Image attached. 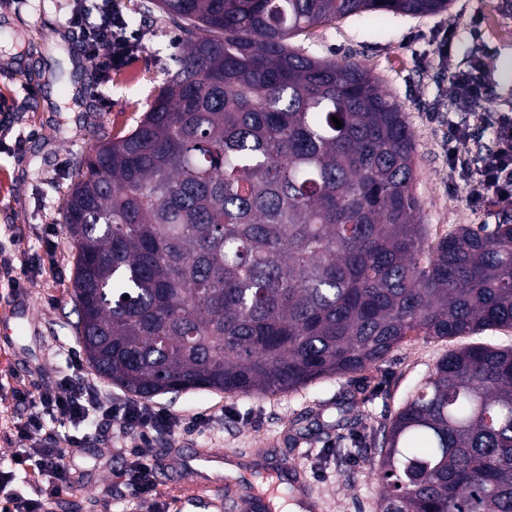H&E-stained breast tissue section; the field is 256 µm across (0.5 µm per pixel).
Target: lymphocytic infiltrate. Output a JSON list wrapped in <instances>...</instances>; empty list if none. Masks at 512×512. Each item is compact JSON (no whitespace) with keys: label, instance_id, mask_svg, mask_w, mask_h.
<instances>
[{"label":"lymphocytic infiltrate","instance_id":"f902f5d3","mask_svg":"<svg viewBox=\"0 0 512 512\" xmlns=\"http://www.w3.org/2000/svg\"><path fill=\"white\" fill-rule=\"evenodd\" d=\"M67 23L80 37L94 59L99 82H108L114 70L126 67L141 47L140 35L131 29L125 15V0H69ZM448 80L455 101L465 108L463 118L448 126V166L456 184L467 190V201L475 208L512 202V113L492 108V93L486 79L483 55H473L467 66L451 65ZM491 136L492 145L484 152H468L470 143ZM39 409L17 426V432L30 440L20 457L30 464L35 478L45 481L44 493L57 497L75 487L79 478L67 456L80 447L81 440L69 438L60 443L41 436L43 414L74 426L90 424L99 417L115 422L119 433L138 432L140 437L166 435L182 427L176 415L127 400L112 403L98 386L88 381H64L42 390ZM119 479L130 486L140 502L157 496L155 471L138 450H131Z\"/></svg>","mask_w":512,"mask_h":512}]
</instances>
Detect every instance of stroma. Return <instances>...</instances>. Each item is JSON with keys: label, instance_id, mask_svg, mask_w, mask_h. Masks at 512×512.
I'll return each instance as SVG.
<instances>
[{"label": "stroma", "instance_id": "stroma-1", "mask_svg": "<svg viewBox=\"0 0 512 512\" xmlns=\"http://www.w3.org/2000/svg\"><path fill=\"white\" fill-rule=\"evenodd\" d=\"M148 0H127V14L143 43L133 63L113 71L103 88L109 101L81 95L97 74L66 23L59 0H0V492L37 495L31 475L16 466L25 442L14 426L30 411L15 394L57 386L77 375L98 381L105 396L126 400L119 386L98 379L90 367L74 370L80 356L74 328L73 279L76 247L63 223V200L80 162L104 138L132 129L164 77L171 33L160 14L144 17ZM480 18L473 39L471 18ZM456 28V61L483 47L493 105L512 110V8L505 0H451L447 10L427 15L364 13L311 28L292 46L318 59L350 58L377 78L403 110L411 132L415 193L432 240L463 226H495L512 206L473 209L464 188L448 177V72L436 52L444 30ZM38 91L26 95V88ZM512 347V328L449 339L414 337L383 361L353 376H330L275 396L224 394L192 389L164 394L152 405L182 418H203L198 430L142 443L153 463L157 502L172 512H249V487L227 478L214 491L209 476L188 479L177 461L211 448L261 478L292 463L312 483L326 512H378L379 485L369 468L384 426L451 349L473 344ZM43 430L64 441L82 440L70 456L79 484L46 500V512H148L114 473L127 456L112 423L94 420L72 428L44 418Z\"/></svg>", "mask_w": 512, "mask_h": 512}]
</instances>
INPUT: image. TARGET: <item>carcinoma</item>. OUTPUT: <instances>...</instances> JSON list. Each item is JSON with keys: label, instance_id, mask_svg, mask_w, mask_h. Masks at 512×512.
I'll return each mask as SVG.
<instances>
[{"label": "carcinoma", "instance_id": "obj_1", "mask_svg": "<svg viewBox=\"0 0 512 512\" xmlns=\"http://www.w3.org/2000/svg\"><path fill=\"white\" fill-rule=\"evenodd\" d=\"M155 6L177 32L174 67L63 203L93 371L146 401L276 395L362 372L411 336L512 328V224L430 239L401 106L350 59L288 45L448 0ZM372 463L379 512H512V349L449 351Z\"/></svg>", "mask_w": 512, "mask_h": 512}]
</instances>
